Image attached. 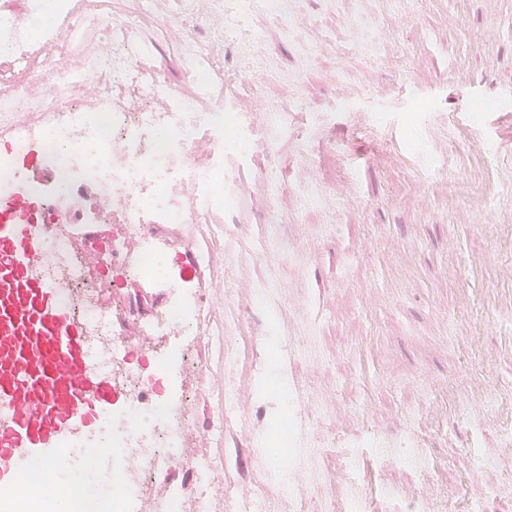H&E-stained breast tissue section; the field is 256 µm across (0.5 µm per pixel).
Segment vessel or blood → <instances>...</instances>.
Returning a JSON list of instances; mask_svg holds the SVG:
<instances>
[{
  "mask_svg": "<svg viewBox=\"0 0 512 512\" xmlns=\"http://www.w3.org/2000/svg\"><path fill=\"white\" fill-rule=\"evenodd\" d=\"M28 195L18 194L0 208V507L31 497L47 498L52 481L33 483V464L54 472L75 467L72 449L89 448L88 465L103 479L112 477V451L104 435L121 431L113 408L121 390L112 378V340L95 335L86 315L87 296L50 280L44 269L53 238L67 240L58 257L61 269L78 265L90 276L111 268L97 240L111 235L108 224H36ZM147 230L172 246L181 270L193 285L211 294L209 271L199 259L202 225L194 229L151 224ZM101 306L121 335L137 339L149 356L158 343L142 335V316L106 298ZM179 458L167 461L166 473L185 467L205 445L193 428L179 431Z\"/></svg>",
  "mask_w": 512,
  "mask_h": 512,
  "instance_id": "vessel-or-blood-1",
  "label": "vessel or blood"
}]
</instances>
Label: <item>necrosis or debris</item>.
I'll list each match as a JSON object with an SVG mask.
<instances>
[{
  "label": "necrosis or debris",
  "instance_id": "1",
  "mask_svg": "<svg viewBox=\"0 0 512 512\" xmlns=\"http://www.w3.org/2000/svg\"><path fill=\"white\" fill-rule=\"evenodd\" d=\"M210 2L203 16L196 0H148L156 25L128 22L129 42L113 38L107 0H0V127L11 134L0 144V201L23 191L47 223L111 225L112 253L143 225L209 221L231 208L236 187L224 157L249 155L252 140L240 113L225 107L224 76L211 67L224 56V0ZM198 25L210 39L186 54L183 79L144 81L140 65L158 31L188 43ZM203 137L215 147L196 164L192 149ZM33 164L42 179L30 174ZM112 272L116 295L141 278L179 289L148 330L199 337L206 299L188 287L173 254L146 245ZM116 350L112 368L124 404L114 416L127 424L129 439L112 444L117 468L102 489L112 512H126L134 497L149 499L150 512H214L207 459L191 460L190 493L154 466L178 451L167 378L175 364L192 371L188 353L151 359L127 339Z\"/></svg>",
  "mask_w": 512,
  "mask_h": 512
}]
</instances>
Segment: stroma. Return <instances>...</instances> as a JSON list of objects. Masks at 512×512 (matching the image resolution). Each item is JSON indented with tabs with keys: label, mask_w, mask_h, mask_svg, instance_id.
<instances>
[{
	"label": "stroma",
	"mask_w": 512,
	"mask_h": 512,
	"mask_svg": "<svg viewBox=\"0 0 512 512\" xmlns=\"http://www.w3.org/2000/svg\"><path fill=\"white\" fill-rule=\"evenodd\" d=\"M224 9L261 38L262 73L237 38L224 45L254 106L241 163L257 192L204 230L223 279L187 402L211 432L224 395L207 380L229 363L252 411L204 455L266 512H512V162L493 146L512 136L493 119L512 113V0H292L291 33L241 0ZM434 112L455 123L429 142ZM389 114L418 149L408 162L379 131ZM301 409L314 435L272 453Z\"/></svg>",
	"instance_id": "obj_1"
}]
</instances>
